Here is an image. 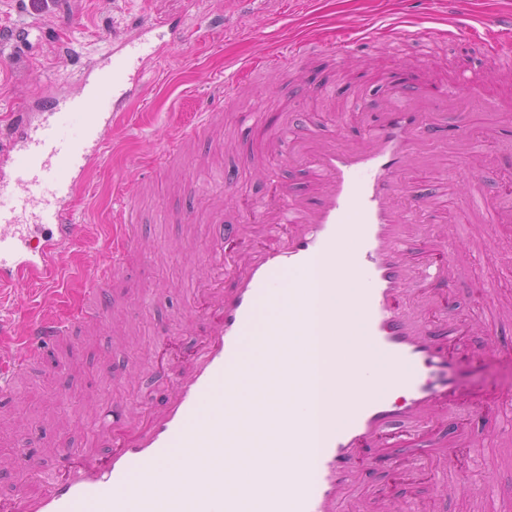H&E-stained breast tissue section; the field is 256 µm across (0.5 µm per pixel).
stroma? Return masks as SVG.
Instances as JSON below:
<instances>
[{"instance_id":"35a3bbf8","label":"stroma","mask_w":512,"mask_h":512,"mask_svg":"<svg viewBox=\"0 0 512 512\" xmlns=\"http://www.w3.org/2000/svg\"><path fill=\"white\" fill-rule=\"evenodd\" d=\"M509 6L512 0H256L243 9L235 0H63L56 9L35 14L18 0H0V26L26 29L30 41L26 50L0 48V115L57 89L77 91L78 77L69 57L54 48V36L71 39L83 58L96 59L114 36L146 21L189 24L198 15L220 33L208 47L192 40L176 43L149 64L143 103L125 124L107 133L104 153L76 198L75 218L85 225L87 237L61 260V293L40 294L22 282L0 299V318L18 325L36 311L66 319L81 304L91 269L107 257L113 209L125 203L139 211L143 248L134 259V273L112 283L110 324L87 328L59 344L44 357L42 370L17 381L14 398L0 399V441L24 454L22 466L9 459L0 462V499L28 486L32 474L55 468L58 440L77 450L88 447L94 419L111 402L121 399L131 408L158 402L159 367L184 368L182 348L194 337L183 324L190 276L202 271L211 214L220 209L225 223L241 221L219 188L221 176L239 170L244 191L254 197L265 196L272 177L308 191L306 168L289 160L292 135L328 127L357 137L358 112L386 103L395 84L449 87L470 75L482 93L496 99L497 110H474L467 124L478 151L472 168L491 205L499 247L491 258L469 262L453 296L452 314L470 320L486 307V289L511 301L512 218L504 214L498 192L512 183V164L506 161L512 155V133L489 140L484 131L512 115V65H497L486 52L488 34L478 23ZM452 9L470 25L467 41L444 38L427 45L416 40L418 29L446 28ZM393 22L405 33L398 49L382 37L340 63L306 55L285 75L263 69L266 56L289 41L329 32L340 40L355 26ZM244 63L253 69L242 76L237 98L225 101L223 116L210 133L191 142L181 162L155 169V154L172 128L194 113L211 111L225 74ZM316 84L334 86L335 97L309 94V86ZM256 105L269 119L267 144L254 140L248 125L238 120ZM456 175L452 166L445 179L416 175L410 182L431 196L435 231L472 240L477 229L461 204ZM190 181L197 186L192 194L185 190ZM179 324L182 336L166 349L156 348L157 332ZM489 342L497 353L471 356L472 348ZM459 357L457 380L482 409L458 410L447 427L465 426L475 437H491V416L512 405V321L495 323L487 333L467 332Z\"/></svg>"}]
</instances>
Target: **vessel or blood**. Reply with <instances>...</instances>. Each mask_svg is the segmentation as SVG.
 I'll use <instances>...</instances> for the list:
<instances>
[{
    "label": "vessel or blood",
    "instance_id": "obj_1",
    "mask_svg": "<svg viewBox=\"0 0 512 512\" xmlns=\"http://www.w3.org/2000/svg\"><path fill=\"white\" fill-rule=\"evenodd\" d=\"M489 53L512 62V11L482 18ZM113 40L102 60L80 62L78 92L52 93L24 102L0 126V297L19 281L55 292L60 258L83 236L74 221L73 199L102 155L105 136L141 99L148 63L157 58L149 34ZM390 41L393 26L359 27L337 41L312 36L313 46L344 59L378 35ZM471 81L452 90L397 85L387 105L365 112L362 135L351 143L323 129L301 142L299 160L315 182L313 196L270 185L272 204L253 202L236 184L224 185L250 221L212 220L205 274L191 280L187 318L201 327L187 350L188 365L162 372L163 402L139 410L112 405L97 424L90 448L60 447V468L38 477L34 491L9 498L6 512H241L243 497L263 512H437L442 501L465 492L486 500L492 512H512L496 493L494 476L469 484L448 470L459 449L481 453L482 443L460 429L433 453H408L426 438L440 416L466 403L454 379V345L467 326L484 327L476 314L463 324L448 316L452 288L463 275L446 259L416 262L415 242L430 238L434 205L413 195L408 172L426 167L425 150L467 145L466 113L456 105ZM215 115L203 112L170 136L158 161H177L185 146L203 135ZM111 256L92 269L82 304L67 321L29 316L23 332L0 322V397L43 353L81 325L109 317L106 292L138 249L136 212L114 211ZM251 239L235 251L225 237ZM352 240L359 284L353 310L369 355L350 352L327 337L336 291L310 288L308 275ZM310 336L324 337L329 364L351 363L341 415L310 426V397L293 395L283 460L266 473L243 479L233 462L242 443L238 428L249 411L245 395L267 366H277L281 391L302 378L295 360ZM297 448L309 457L294 456ZM179 462V476L167 468ZM383 462L395 478L422 467L437 474L433 494L402 502L362 486L363 461Z\"/></svg>",
    "mask_w": 512,
    "mask_h": 512
}]
</instances>
